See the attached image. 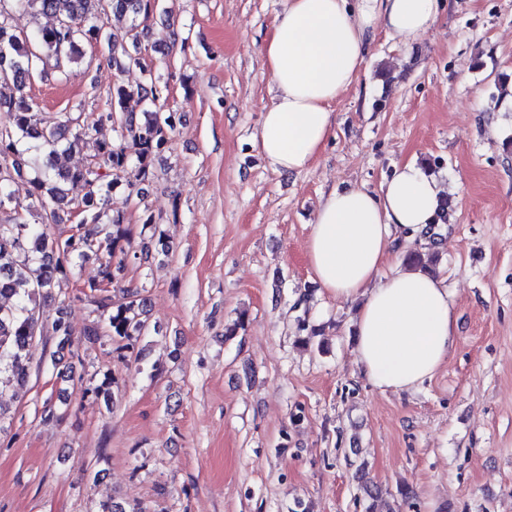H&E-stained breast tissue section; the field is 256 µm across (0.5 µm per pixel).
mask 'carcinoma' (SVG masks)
I'll list each match as a JSON object with an SVG mask.
<instances>
[{"label":"carcinoma","mask_w":512,"mask_h":512,"mask_svg":"<svg viewBox=\"0 0 512 512\" xmlns=\"http://www.w3.org/2000/svg\"><path fill=\"white\" fill-rule=\"evenodd\" d=\"M12 8L52 15L54 26L29 37L17 32L11 24L12 14L0 4V81H13L18 95L0 100V165L12 167L15 176L24 177L33 165L28 150L20 147L25 139L42 142L49 148L43 177L33 180L37 201L49 207V218L64 224L72 218V207H83L78 223L70 225L71 234L61 239L48 234L43 224H32L19 215L12 224H0V286L16 298L9 309L0 308V369L7 370L24 383L29 376L27 348L36 335L38 319L30 302L35 297L49 296L58 276L73 273V264L91 256L104 259L101 279L88 284L86 298L103 310L112 308L107 328L119 349L132 350L148 330L147 298L134 285L123 288V301L109 306V286L127 266L142 267L155 259L147 246L139 249L128 245L120 213L109 214L108 195L111 188L126 185L129 193L137 191V183L151 175L153 158L169 149L172 133L180 116L166 112L159 102L167 99L168 85L161 81L141 50L143 30L137 23L159 6V0H10ZM130 15L131 23L118 32L112 29L108 13ZM104 44L103 58L107 66L120 73L127 67H140L147 76L137 90L121 83L112 86L111 111L94 118L81 117L83 110L60 112L47 119L41 105L24 93L31 78L41 71L46 58L55 57L71 63L82 56L81 44ZM105 122L112 125L115 139L92 138V133ZM92 145L87 163L68 171L55 169L57 147L71 151ZM108 170L112 180L103 183ZM79 184L84 194L78 200L69 198L65 185ZM47 193L50 204L43 202Z\"/></svg>","instance_id":"obj_1"}]
</instances>
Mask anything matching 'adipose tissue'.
I'll return each instance as SVG.
<instances>
[{
	"instance_id": "1",
	"label": "adipose tissue",
	"mask_w": 512,
	"mask_h": 512,
	"mask_svg": "<svg viewBox=\"0 0 512 512\" xmlns=\"http://www.w3.org/2000/svg\"><path fill=\"white\" fill-rule=\"evenodd\" d=\"M436 13L437 0H286L263 46L276 83L257 136L268 166L310 167L332 132V104L366 62L372 31L383 29L408 46L430 29ZM443 200L441 183L408 161L379 192L331 191L310 229L311 276L336 300L357 303L356 361L383 393L415 390L458 345L444 280L404 265L398 248L438 223Z\"/></svg>"
}]
</instances>
